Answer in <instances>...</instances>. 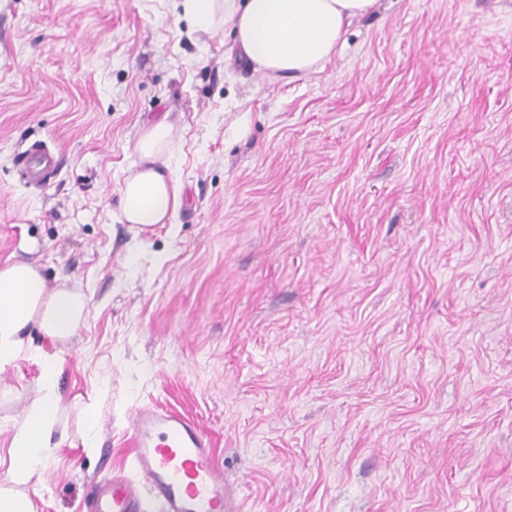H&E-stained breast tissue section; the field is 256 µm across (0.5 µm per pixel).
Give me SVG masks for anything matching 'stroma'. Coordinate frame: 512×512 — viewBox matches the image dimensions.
Masks as SVG:
<instances>
[{
	"mask_svg": "<svg viewBox=\"0 0 512 512\" xmlns=\"http://www.w3.org/2000/svg\"><path fill=\"white\" fill-rule=\"evenodd\" d=\"M232 42L180 0H0V267L90 298L68 342L25 332L63 363L36 512L130 465L145 402L240 512H512V0H378L292 81ZM166 114L182 202L142 230L119 189ZM38 376L0 372V483ZM21 172L29 184L41 185L57 169L59 161L45 146L31 148L18 154Z\"/></svg>",
	"mask_w": 512,
	"mask_h": 512,
	"instance_id": "stroma-1",
	"label": "stroma"
}]
</instances>
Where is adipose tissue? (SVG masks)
Wrapping results in <instances>:
<instances>
[{
	"label": "adipose tissue",
	"instance_id": "ef3b65f1",
	"mask_svg": "<svg viewBox=\"0 0 512 512\" xmlns=\"http://www.w3.org/2000/svg\"><path fill=\"white\" fill-rule=\"evenodd\" d=\"M376 0H183L196 30L229 25L231 46L257 71L296 79L329 60L341 46L348 25L370 14ZM172 124L159 119L135 145L138 167L120 188L121 219L150 227L170 223L181 205V190L170 168ZM90 298L67 285L49 287L37 267L16 261L0 268V371L20 357L33 355L40 365L39 388L11 424L8 484L0 487V512H34L26 492L48 467L62 398L57 354L32 350L24 338L29 325L57 342L76 336Z\"/></svg>",
	"mask_w": 512,
	"mask_h": 512
}]
</instances>
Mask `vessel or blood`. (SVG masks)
I'll list each match as a JSON object with an SVG mask.
<instances>
[{"label":"vessel or blood","instance_id":"obj_1","mask_svg":"<svg viewBox=\"0 0 512 512\" xmlns=\"http://www.w3.org/2000/svg\"><path fill=\"white\" fill-rule=\"evenodd\" d=\"M58 164L44 147L19 155L33 185L45 183ZM128 430L133 470L100 481L88 512H239L210 438L189 418L143 404L133 410Z\"/></svg>","mask_w":512,"mask_h":512}]
</instances>
